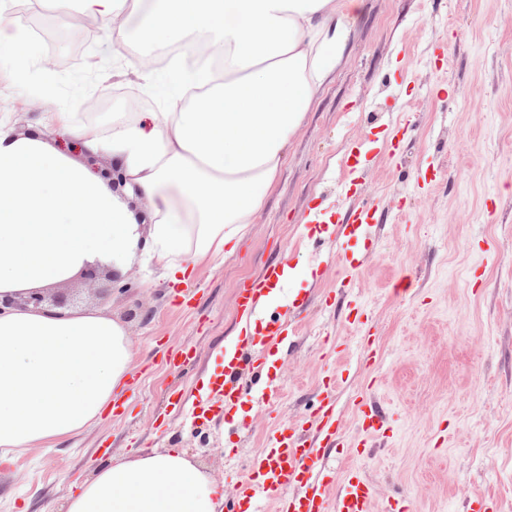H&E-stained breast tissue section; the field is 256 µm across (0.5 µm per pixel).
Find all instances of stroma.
<instances>
[{
  "instance_id": "obj_1",
  "label": "stroma",
  "mask_w": 512,
  "mask_h": 512,
  "mask_svg": "<svg viewBox=\"0 0 512 512\" xmlns=\"http://www.w3.org/2000/svg\"><path fill=\"white\" fill-rule=\"evenodd\" d=\"M52 47L60 97L113 111L97 50L109 36L59 23L45 6L15 15ZM375 200L374 246L350 242L363 263L314 257L303 221L315 208ZM271 261L311 268L292 282L307 310L279 349V397L245 404L244 417L200 424L167 407L178 391L197 395L204 374L236 337L235 293ZM179 285L155 266L119 289L111 272L94 290L63 289L67 307H106L129 323L137 367L124 415L52 449L0 467V512H56L76 480L114 455L180 448L217 482L229 450L258 451L278 424L302 423L340 380L345 428L330 464L359 472L378 506L403 495L407 512H466L473 496L488 512H512V0H365L344 54L294 134L267 203L237 250ZM381 356L364 362L365 341ZM195 358L169 365L165 354ZM365 395L381 432L357 446Z\"/></svg>"
}]
</instances>
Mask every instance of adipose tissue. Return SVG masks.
Instances as JSON below:
<instances>
[{"instance_id":"obj_1","label":"adipose tissue","mask_w":512,"mask_h":512,"mask_svg":"<svg viewBox=\"0 0 512 512\" xmlns=\"http://www.w3.org/2000/svg\"><path fill=\"white\" fill-rule=\"evenodd\" d=\"M62 2L110 33L103 79H136L157 108L86 124L79 99H60L25 131L0 117V299L148 259L170 282L193 277L255 223L364 0ZM9 9L0 0V78L25 94L51 62ZM99 154L119 189L88 163ZM135 368L129 326L100 307L6 308L0 464L103 422ZM60 512H224V495L184 450L154 448L102 462Z\"/></svg>"}]
</instances>
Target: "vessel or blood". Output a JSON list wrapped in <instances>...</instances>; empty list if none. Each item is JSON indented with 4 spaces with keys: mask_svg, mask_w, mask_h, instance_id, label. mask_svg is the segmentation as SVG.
Here are the masks:
<instances>
[{
    "mask_svg": "<svg viewBox=\"0 0 512 512\" xmlns=\"http://www.w3.org/2000/svg\"><path fill=\"white\" fill-rule=\"evenodd\" d=\"M378 210L373 202H352L341 219L313 236L315 249L354 238L371 240ZM284 268L281 262L267 264L238 289L236 306L244 325L236 343L225 348L220 368L209 376L211 396L200 404V417L218 418L249 402L277 400L279 369L273 352L304 309L294 301L281 313L266 301L273 290L284 287ZM323 384L327 394L308 418L314 438H307L294 424L273 427L245 470L232 473L226 512H259L264 499L275 502L276 512H375L373 485L353 472L338 477L328 464L342 435V413L334 394L336 378L326 376Z\"/></svg>",
    "mask_w": 512,
    "mask_h": 512,
    "instance_id": "obj_1",
    "label": "vessel or blood"
}]
</instances>
